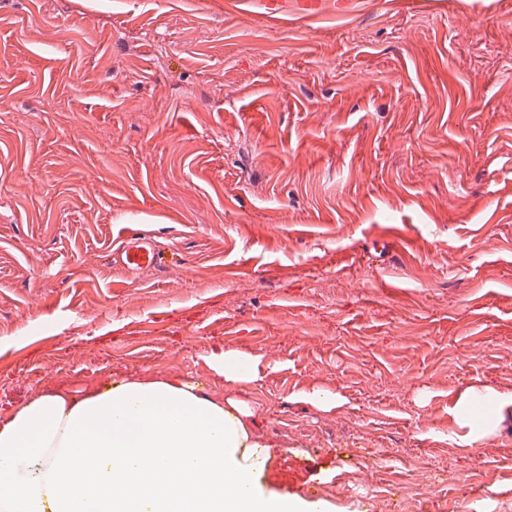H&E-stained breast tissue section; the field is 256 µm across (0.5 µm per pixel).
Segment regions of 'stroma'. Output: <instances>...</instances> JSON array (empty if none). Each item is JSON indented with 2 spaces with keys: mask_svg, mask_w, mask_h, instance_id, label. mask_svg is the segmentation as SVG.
<instances>
[{
  "mask_svg": "<svg viewBox=\"0 0 512 512\" xmlns=\"http://www.w3.org/2000/svg\"><path fill=\"white\" fill-rule=\"evenodd\" d=\"M130 232L176 272L114 265ZM181 377L253 409L265 492L512 505V405L475 443L452 413L512 395V0H0V410ZM246 3L257 9L258 14L265 18H278L281 15L294 13L306 17L321 15L326 9L325 0H248ZM216 365L228 383L253 381L259 376L258 362L236 350L224 351L223 357Z\"/></svg>",
  "mask_w": 512,
  "mask_h": 512,
  "instance_id": "1",
  "label": "stroma"
}]
</instances>
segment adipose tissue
<instances>
[{
	"mask_svg": "<svg viewBox=\"0 0 512 512\" xmlns=\"http://www.w3.org/2000/svg\"><path fill=\"white\" fill-rule=\"evenodd\" d=\"M506 400L490 387L464 390L456 416L466 438L493 435ZM250 415L186 379L42 394L0 415V512H314L257 489L268 456Z\"/></svg>",
	"mask_w": 512,
	"mask_h": 512,
	"instance_id": "adipose-tissue-1",
	"label": "adipose tissue"
}]
</instances>
